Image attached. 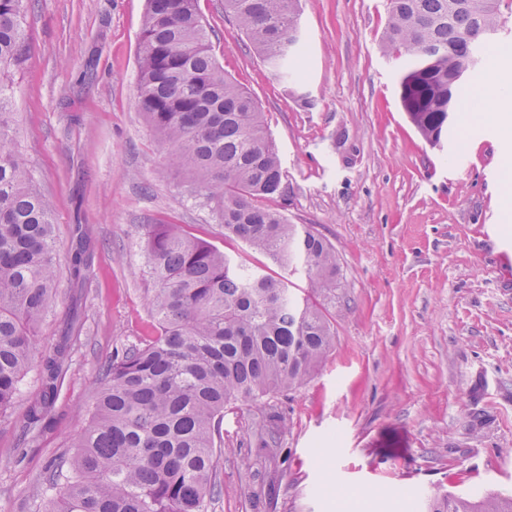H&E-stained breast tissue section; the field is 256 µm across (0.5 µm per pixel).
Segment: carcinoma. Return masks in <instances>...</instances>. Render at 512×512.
<instances>
[{
  "label": "carcinoma",
  "mask_w": 512,
  "mask_h": 512,
  "mask_svg": "<svg viewBox=\"0 0 512 512\" xmlns=\"http://www.w3.org/2000/svg\"><path fill=\"white\" fill-rule=\"evenodd\" d=\"M25 0H0V74L25 62ZM198 0H147L140 34L137 99L173 163L214 203L225 233L290 272L301 265L309 289L248 273L210 243L175 224H148L145 270L154 335L116 351L91 407V423L71 462L50 465L64 490L42 512H208L224 438V409L306 383L334 340L322 301L336 288V250L262 200L280 192L283 171L255 99L224 74L211 52ZM388 0L382 47L405 58L400 102L431 146L454 120L462 83L500 25L502 0ZM258 56L281 79L299 75L297 0H224ZM14 113L0 95V413L33 368L42 392L28 410L35 431L58 390L65 336L39 355L35 332L56 288L54 214L12 144ZM425 512H512V495L479 500L448 493Z\"/></svg>",
  "instance_id": "carcinoma-1"
}]
</instances>
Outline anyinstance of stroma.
Here are the masks:
<instances>
[{
    "label": "stroma",
    "mask_w": 512,
    "mask_h": 512,
    "mask_svg": "<svg viewBox=\"0 0 512 512\" xmlns=\"http://www.w3.org/2000/svg\"><path fill=\"white\" fill-rule=\"evenodd\" d=\"M146 0H26L28 58L0 77L13 142L53 203L57 296L36 335L53 350L81 327L40 430L27 410L38 371L0 415V512H40L49 464L74 456L92 390L116 349L152 334L144 225L175 224L243 263L307 291L224 226L171 165L136 97ZM300 80L278 79L224 0H198L211 49L258 102L283 170L269 199L336 250L328 309L336 340L304 385L225 410L218 493L209 512H418L438 491L512 494V124L455 122L426 144L399 100L403 61L381 37L387 0H300ZM512 82V12L489 43ZM82 226L91 263L69 264ZM285 428L261 447L265 417ZM401 490L361 506L354 488Z\"/></svg>",
    "instance_id": "1"
}]
</instances>
